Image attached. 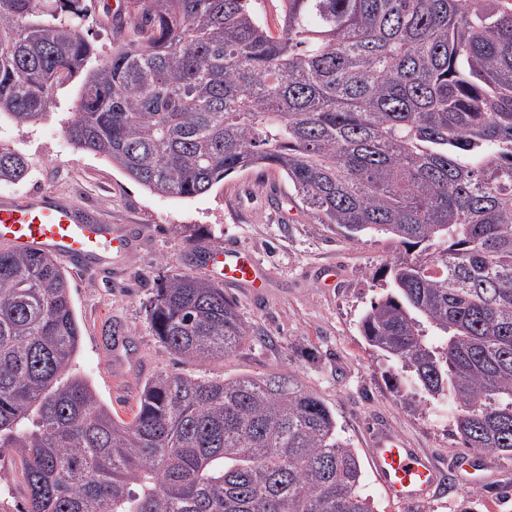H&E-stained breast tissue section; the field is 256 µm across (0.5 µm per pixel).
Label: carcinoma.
Instances as JSON below:
<instances>
[{
  "instance_id": "obj_1",
  "label": "carcinoma",
  "mask_w": 512,
  "mask_h": 512,
  "mask_svg": "<svg viewBox=\"0 0 512 512\" xmlns=\"http://www.w3.org/2000/svg\"><path fill=\"white\" fill-rule=\"evenodd\" d=\"M128 0L123 43L91 64L86 0H0V114L35 123L82 75L74 147L152 193L207 194L253 167L348 240L398 249L359 333L455 405L461 444L512 457V0ZM28 162L0 146V182ZM155 336L201 365L250 327L215 281L173 274ZM66 270L0 251V449L23 512H376L322 398L288 373L160 371L132 421L73 373Z\"/></svg>"
}]
</instances>
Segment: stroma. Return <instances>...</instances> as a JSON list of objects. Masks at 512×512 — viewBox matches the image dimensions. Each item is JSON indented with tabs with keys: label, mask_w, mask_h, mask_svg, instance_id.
I'll return each mask as SVG.
<instances>
[{
	"label": "stroma",
	"mask_w": 512,
	"mask_h": 512,
	"mask_svg": "<svg viewBox=\"0 0 512 512\" xmlns=\"http://www.w3.org/2000/svg\"><path fill=\"white\" fill-rule=\"evenodd\" d=\"M83 34L99 59L110 57L124 38L108 0H88ZM80 77H62L55 101L34 124L0 116V144L22 152L27 177L0 182V196L47 193L96 212L106 224H133L143 235L131 258L108 274L67 268L80 343L75 369L93 386L99 401L124 421L137 411L144 381L160 370L212 378L292 372L314 389L336 416L340 436L363 465L362 490L376 512H512V458H497L478 480L485 452L462 447L445 402L414 391L397 397L393 362L370 348L358 331L362 313L385 292L386 264L393 241L366 236L346 240L302 207L284 178L268 169L235 173L191 200L151 193L102 156L69 144L65 128L78 104ZM238 243L269 270L268 295L225 287L251 336L224 360L187 365L154 336L147 303L163 277L186 273L213 279L205 248ZM122 330L125 347L113 351L110 336ZM386 425L408 445L447 468L452 488L415 506L389 499L368 463L373 429Z\"/></svg>",
	"instance_id": "obj_1"
}]
</instances>
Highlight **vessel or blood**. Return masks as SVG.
<instances>
[{"label": "vessel or blood", "instance_id": "1", "mask_svg": "<svg viewBox=\"0 0 512 512\" xmlns=\"http://www.w3.org/2000/svg\"><path fill=\"white\" fill-rule=\"evenodd\" d=\"M0 243L79 267L106 258L117 266L129 257L134 239L125 227L101 223L72 203L32 193L20 202L0 200ZM209 259L225 284H265L262 262L241 245L211 250ZM370 461L379 485L401 502L426 501L443 485L444 473L431 456L388 431L373 436Z\"/></svg>", "mask_w": 512, "mask_h": 512}]
</instances>
